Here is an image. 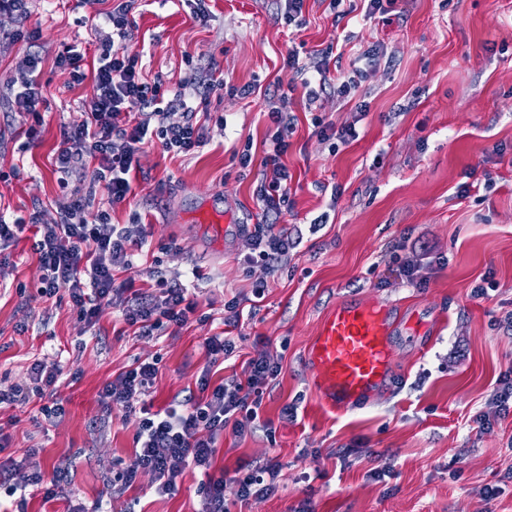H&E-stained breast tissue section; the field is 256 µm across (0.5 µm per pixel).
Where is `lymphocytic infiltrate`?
<instances>
[{
	"label": "lymphocytic infiltrate",
	"instance_id": "1",
	"mask_svg": "<svg viewBox=\"0 0 512 512\" xmlns=\"http://www.w3.org/2000/svg\"><path fill=\"white\" fill-rule=\"evenodd\" d=\"M137 0H119L105 13L112 34L98 47V61L93 68V97L82 120L65 125L54 153V166L68 189L70 202L54 224L41 223L38 213L28 218L7 219L0 213V266L8 265L6 252L14 246L25 228H33L32 251L37 257L39 278L37 295L52 298L66 293L74 311L87 327H94L103 306L120 313L124 322L144 337L166 335L170 328H182L195 313L199 301L190 294L179 278L168 276L161 268L146 272L148 287L137 288L132 282H117L116 271L128 272L136 267L135 258L148 243L149 233L143 224H116L114 207L129 199L132 180L139 170L138 156L145 146L159 145L164 153L187 157L206 145L207 133L194 120L189 101L198 96L231 93L242 97L253 94L250 85L202 79L190 72L175 89L164 92L161 81L147 82L142 74V56L126 45L125 31L134 20ZM332 49L318 53L316 62L303 64L296 51H289L284 66L299 78L307 100H315L320 89L335 82L336 94L350 95L363 77V69L353 68L337 78L329 76ZM39 58H30L18 77L14 95V112L18 116L38 115L43 100ZM181 108L182 121H170L173 108ZM270 121L261 161V181L256 195L263 206L262 223L252 225L247 234L252 251L246 261L276 269L288 261L296 239L274 226L290 208L288 182L291 175L285 163L293 132L292 118L281 107L269 105ZM96 165L98 179L84 184L82 172ZM244 305L232 298L224 304V329L205 338L202 347L209 364H216L236 348L231 334L243 326ZM281 373L280 364L270 355L261 354L246 360L240 376L212 383L209 372L197 381L198 396L184 399L181 408L151 411L142 398L152 387L157 374L154 363L141 362L120 373L99 392L105 414L119 411L138 415L137 448L133 456L112 472L111 486L123 490L132 486L140 473L154 477V491L173 493L177 479L186 467L206 472V481L198 490L199 512H230L224 499V477L213 470L217 444L224 432L242 437L261 429L259 411L264 393ZM63 370L58 365L35 362L26 384L0 386V409L29 402L31 398L55 393ZM37 449L26 452L31 471L26 484L13 480L11 468L0 464V493L13 498L27 487H37L44 501L57 498L64 476L54 472L46 476L36 460ZM280 465L268 459L256 462L242 475H235L237 496L268 494L276 488Z\"/></svg>",
	"mask_w": 512,
	"mask_h": 512
}]
</instances>
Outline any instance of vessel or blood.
Listing matches in <instances>:
<instances>
[{"instance_id":"vessel-or-blood-1","label":"vessel or blood","mask_w":512,"mask_h":512,"mask_svg":"<svg viewBox=\"0 0 512 512\" xmlns=\"http://www.w3.org/2000/svg\"><path fill=\"white\" fill-rule=\"evenodd\" d=\"M387 330L384 310L371 303L340 304L324 314L306 354L308 382L324 408L348 407L386 381Z\"/></svg>"}]
</instances>
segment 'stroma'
<instances>
[{
    "label": "stroma",
    "instance_id": "1",
    "mask_svg": "<svg viewBox=\"0 0 512 512\" xmlns=\"http://www.w3.org/2000/svg\"><path fill=\"white\" fill-rule=\"evenodd\" d=\"M331 2L305 0L303 25L290 28L277 17L278 0H207L205 24L190 0H138L126 43L142 52L147 80L170 88L193 65L257 90L247 98L214 94L198 106L209 137L200 152L173 157L146 147L132 197L112 214L116 224L137 217L151 224L149 259L198 294V315L182 329L139 337L107 306L87 328L68 297L36 298L32 231L13 247L0 280V383H26L37 359L65 373L56 394L62 418L36 425L37 398L0 409V431L9 437L0 464L36 448L42 468L68 474L57 499L32 493L25 512H66L72 501L99 499L108 512H198L202 476L190 468L168 496L154 494L148 472L113 493L112 468L132 454L137 419L103 416L98 393L154 358L148 403L159 410L183 400L206 364L204 339L223 329L225 300L250 297L261 281L268 287L243 340L212 369L213 381L229 379L262 353L282 366L260 411L271 433H228L219 442L215 467L228 475L231 512H512V408L500 411L495 397L512 371V0H401L399 15L353 16L345 25L334 24ZM108 32L80 0H30L23 20L0 12L6 216L25 218L37 207L52 224L67 205L54 148L61 127L81 120L93 85L88 77L74 82L54 60L64 46L79 44L86 51L81 67L92 71L95 45ZM336 43L341 69L372 46L392 62L345 98L329 90L310 104L301 92L289 94L291 208L277 228L302 232L303 240L287 266L271 273L246 264L243 230L261 219L254 190L268 98L288 81L289 49L308 57ZM34 55L42 59L40 115L15 117L11 81ZM362 102L368 111L360 118ZM317 117L356 122L358 141L331 146L315 132ZM33 124L39 137L20 151L17 133ZM246 148L255 163L245 168L238 154ZM212 201L237 225L220 245L198 215ZM323 213L327 224L311 230ZM399 240L427 260L445 259L426 287L397 278ZM478 285L487 298H472ZM358 302L389 307L398 321L389 340L391 377L333 413L308 385L306 351L329 309ZM287 404L296 405V418L282 419ZM271 458L281 465L277 491L238 500L236 470ZM377 471L383 479H374ZM489 485L500 488L491 500L483 494Z\"/></svg>",
    "mask_w": 512,
    "mask_h": 512
}]
</instances>
